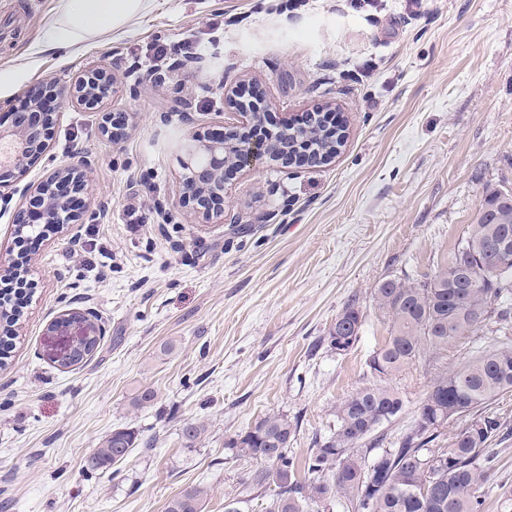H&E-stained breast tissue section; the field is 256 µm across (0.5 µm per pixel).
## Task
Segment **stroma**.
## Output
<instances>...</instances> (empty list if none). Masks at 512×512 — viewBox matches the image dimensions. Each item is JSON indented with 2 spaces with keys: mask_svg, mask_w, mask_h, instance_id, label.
Masks as SVG:
<instances>
[{
  "mask_svg": "<svg viewBox=\"0 0 512 512\" xmlns=\"http://www.w3.org/2000/svg\"><path fill=\"white\" fill-rule=\"evenodd\" d=\"M57 7L0 0V68L25 71L0 99L93 68L116 91L94 109L57 107L44 156L16 174L39 183L82 151L95 197L28 265L35 288L0 368V512H165L191 486L208 491L203 512H224L252 468L225 439L279 411L298 423L290 455L305 457L338 403L372 381L365 359L387 334L376 282L445 265L484 186L512 190V0H151L135 24L67 54L40 43ZM248 83L281 117L340 110L345 139L325 163L238 171L223 216L207 218L183 200L181 146L242 128L224 89ZM109 112L131 115L125 139L103 132ZM354 295L365 321L339 356L318 340ZM86 310L104 337L86 363L60 368L49 327ZM496 342L450 343L390 378L405 403L386 444L413 426L437 371ZM146 388L156 403L134 407ZM195 420L208 432L190 452L181 426ZM118 428L139 435L131 455L84 470ZM498 446L487 512H512V436Z\"/></svg>",
  "mask_w": 512,
  "mask_h": 512,
  "instance_id": "1",
  "label": "stroma"
}]
</instances>
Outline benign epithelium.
Wrapping results in <instances>:
<instances>
[{"mask_svg":"<svg viewBox=\"0 0 512 512\" xmlns=\"http://www.w3.org/2000/svg\"><path fill=\"white\" fill-rule=\"evenodd\" d=\"M47 91L61 104L76 101L88 109L96 108L103 99L114 92V80L105 70L94 69L87 72L73 84H61L53 78L45 82ZM53 119L40 128L8 127L0 129V144L12 147V154L6 161L0 159V171L13 172L25 168L32 160L41 157L51 140ZM268 155V142L252 139L250 141H224L214 137L195 140L191 145L188 158L183 163L185 170L183 194L192 200L204 212L220 215L224 213V166L236 164L242 168L251 165L253 160ZM91 164L82 160L77 166L57 170L35 188L10 185L0 179V210H5L13 196L18 194L26 199V205L14 210V222L19 224L16 236L59 232L64 229L60 220L63 200L56 197L55 185L69 182L72 188L86 196L92 195V187L86 179L85 169ZM35 205L42 206L41 225L34 226L26 222L25 216ZM78 330V324L69 315H64L52 326L51 333L57 337L52 349L61 355L68 349V337Z\"/></svg>","mask_w":512,"mask_h":512,"instance_id":"obj_1","label":"benign epithelium"}]
</instances>
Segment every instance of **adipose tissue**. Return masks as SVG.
Wrapping results in <instances>:
<instances>
[{"instance_id":"1","label":"adipose tissue","mask_w":512,"mask_h":512,"mask_svg":"<svg viewBox=\"0 0 512 512\" xmlns=\"http://www.w3.org/2000/svg\"><path fill=\"white\" fill-rule=\"evenodd\" d=\"M148 0H58V17L45 29V47L72 51L105 31L122 29L142 18Z\"/></svg>"}]
</instances>
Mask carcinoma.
I'll list each match as a JSON object with an SVG mask.
<instances>
[{"label":"carcinoma","instance_id":"carcinoma-1","mask_svg":"<svg viewBox=\"0 0 512 512\" xmlns=\"http://www.w3.org/2000/svg\"><path fill=\"white\" fill-rule=\"evenodd\" d=\"M343 129L332 136L317 124L307 126L297 141H315L320 154L341 145ZM512 292V191L487 186L476 223L455 248L448 264L419 279L388 276L371 292L374 308L388 321V336L366 359L373 374L385 379L448 344L482 332L512 334V310L500 306ZM82 332L70 337L66 355L53 359L60 367L82 362L99 346L103 331L98 321L73 317ZM365 318L360 299L348 300L336 323L320 339L338 355L359 342ZM512 392V344L482 351L449 370L438 372L420 402L417 418L429 419L448 410L443 423H416L395 447L380 448L379 428L401 412L402 394L386 385L359 388L336 409V429L314 442L310 454L297 464L288 454L297 424L272 411L224 441L235 456L251 459L242 492L269 494L265 512H310L339 504L349 512H484L505 421L493 404ZM460 426L449 446H438L442 429ZM205 424H183L188 449L202 441ZM138 442L130 429L115 430L84 459L90 471L106 469L128 457ZM381 453L374 458L375 450ZM208 490L189 487L169 500L166 512H202Z\"/></svg>","mask_w":512,"mask_h":512}]
</instances>
